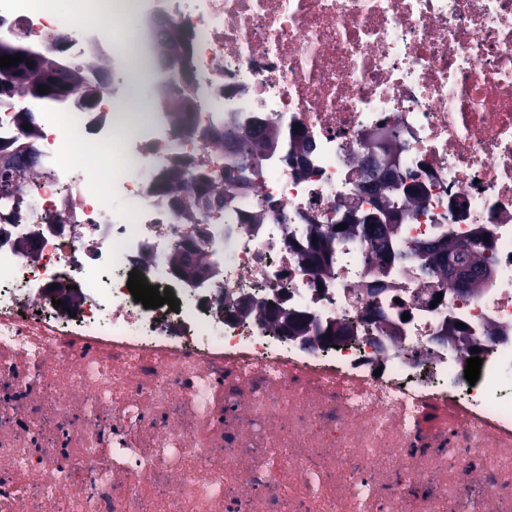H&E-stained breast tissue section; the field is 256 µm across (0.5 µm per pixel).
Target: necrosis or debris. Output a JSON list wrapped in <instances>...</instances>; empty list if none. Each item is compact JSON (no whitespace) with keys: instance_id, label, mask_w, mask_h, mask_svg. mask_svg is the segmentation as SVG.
I'll list each match as a JSON object with an SVG mask.
<instances>
[{"instance_id":"necrosis-or-debris-1","label":"necrosis or debris","mask_w":512,"mask_h":512,"mask_svg":"<svg viewBox=\"0 0 512 512\" xmlns=\"http://www.w3.org/2000/svg\"><path fill=\"white\" fill-rule=\"evenodd\" d=\"M72 2L0 0V24L75 59L102 32L91 0ZM127 2L192 29L205 125L257 114L313 150L302 174L284 149L248 162L246 185L187 224L154 184L202 158L220 176L232 155L158 123L120 133V93L36 113L45 172L0 200V512H512V0ZM391 133L427 187L392 240L401 260L340 235L314 277L308 226L373 209L359 162ZM35 224L32 255L16 242ZM479 228L484 288L424 274L419 245ZM186 243L204 283L170 271ZM135 269L179 311L136 302ZM246 300L304 317L311 343ZM449 321L464 344L435 343Z\"/></svg>"}]
</instances>
